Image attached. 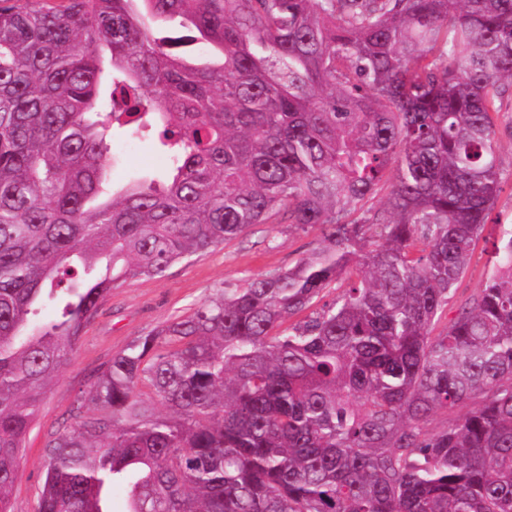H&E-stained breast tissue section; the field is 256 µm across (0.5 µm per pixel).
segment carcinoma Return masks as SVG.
Wrapping results in <instances>:
<instances>
[{
  "mask_svg": "<svg viewBox=\"0 0 512 512\" xmlns=\"http://www.w3.org/2000/svg\"><path fill=\"white\" fill-rule=\"evenodd\" d=\"M506 83L512 0H0V512L112 288L254 224L324 246L112 356L34 512H110L116 485L125 512H512V236L433 334L501 193ZM132 124L171 166L112 193Z\"/></svg>",
  "mask_w": 512,
  "mask_h": 512,
  "instance_id": "carcinoma-1",
  "label": "carcinoma"
}]
</instances>
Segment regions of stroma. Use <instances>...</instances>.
I'll return each mask as SVG.
<instances>
[{
    "mask_svg": "<svg viewBox=\"0 0 512 512\" xmlns=\"http://www.w3.org/2000/svg\"><path fill=\"white\" fill-rule=\"evenodd\" d=\"M496 140L502 191L468 270L442 314L445 324L495 273V245L512 237V90L503 100ZM111 144L114 187L123 186L136 173H161L168 168L156 131L135 138L128 129L116 128ZM319 244L314 230L256 224L202 255L175 264L163 277L133 279L113 288L84 328L70 361L42 398L20 450L23 475L12 491V512H33L49 436L71 426L70 409L78 398L87 397L94 376L112 355L176 317L189 314L219 289L240 288L255 277L291 267Z\"/></svg>",
    "mask_w": 512,
    "mask_h": 512,
    "instance_id": "stroma-1",
    "label": "stroma"
}]
</instances>
